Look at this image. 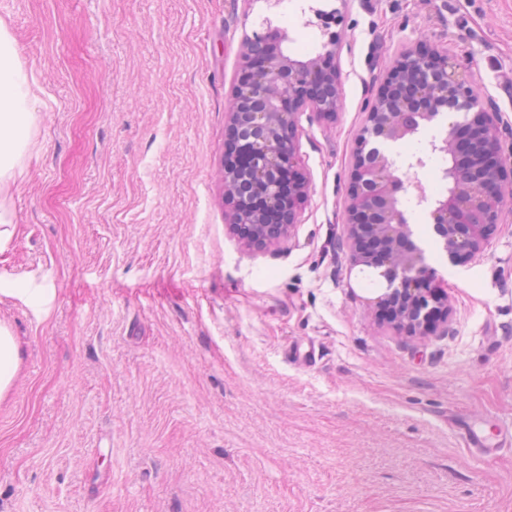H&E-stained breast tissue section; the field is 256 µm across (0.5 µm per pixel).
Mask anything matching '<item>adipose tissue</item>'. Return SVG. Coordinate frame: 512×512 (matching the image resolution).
<instances>
[{"label": "adipose tissue", "instance_id": "obj_1", "mask_svg": "<svg viewBox=\"0 0 512 512\" xmlns=\"http://www.w3.org/2000/svg\"><path fill=\"white\" fill-rule=\"evenodd\" d=\"M9 27L0 19V253L18 234L19 226L3 203L24 174L21 159L31 138L36 99ZM20 346L9 324L0 321V402L8 398L19 375Z\"/></svg>", "mask_w": 512, "mask_h": 512}]
</instances>
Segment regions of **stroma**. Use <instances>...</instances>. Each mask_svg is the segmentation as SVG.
<instances>
[{"label": "stroma", "mask_w": 512, "mask_h": 512, "mask_svg": "<svg viewBox=\"0 0 512 512\" xmlns=\"http://www.w3.org/2000/svg\"><path fill=\"white\" fill-rule=\"evenodd\" d=\"M310 3L0 0L37 99L0 254L21 359L0 512H512V447L471 454L457 426L512 421V211L458 264L408 213L450 312L423 339L369 315L347 225L367 107L418 39L512 164V0H323L341 108L301 114L308 194L256 250L224 190L229 99L263 19L320 52Z\"/></svg>", "instance_id": "35a3bbf8"}]
</instances>
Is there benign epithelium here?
<instances>
[{
    "label": "benign epithelium",
    "mask_w": 512,
    "mask_h": 512,
    "mask_svg": "<svg viewBox=\"0 0 512 512\" xmlns=\"http://www.w3.org/2000/svg\"><path fill=\"white\" fill-rule=\"evenodd\" d=\"M322 21L323 52L306 60L293 59L282 50L285 32L267 26L244 41L248 78L236 87L229 109L230 135L250 139L253 161L242 172L261 189L264 204L251 211L236 204L234 227L254 247H268L289 237L297 223V205L306 194V181L298 169L295 132L302 112L332 117L340 107L336 69H321V62L336 55L340 34L330 30L336 13L314 10ZM420 77L415 96L400 97L395 89ZM477 97L456 76L448 57L419 46L411 49L386 73L359 134L351 172L348 206L349 239L356 265L379 270L386 288L377 307L389 303L388 321L399 330L424 338L440 329L448 331V296L422 284L434 279L423 250L402 210V202L428 212L435 233L453 263L469 261L480 253L499 220L507 171L498 153L499 127L495 115L477 110ZM467 112L465 120L448 121L444 135L428 143L425 151L407 162L421 169L430 156L456 158L461 139H467L469 163H453L441 171L451 182L447 194L426 195L419 180L404 181L394 162L381 148L416 135L444 108ZM224 169L226 195H235L238 176ZM292 203L280 208L283 190Z\"/></svg>",
    "instance_id": "7a95c632"
}]
</instances>
